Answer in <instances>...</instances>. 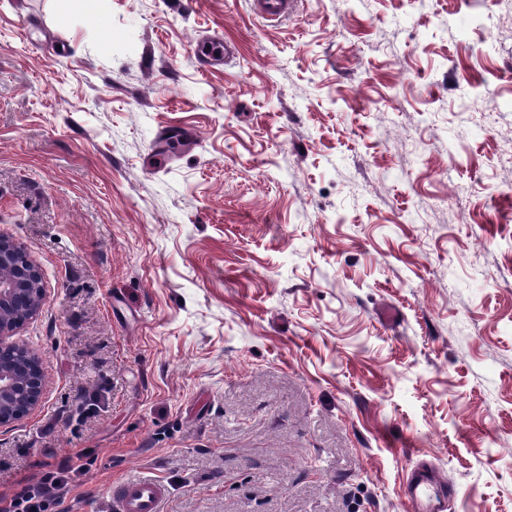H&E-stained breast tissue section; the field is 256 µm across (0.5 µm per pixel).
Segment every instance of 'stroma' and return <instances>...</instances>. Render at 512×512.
I'll return each mask as SVG.
<instances>
[{
  "label": "stroma",
  "mask_w": 512,
  "mask_h": 512,
  "mask_svg": "<svg viewBox=\"0 0 512 512\" xmlns=\"http://www.w3.org/2000/svg\"><path fill=\"white\" fill-rule=\"evenodd\" d=\"M510 141L503 0H0V236L46 288L0 495L87 448L58 512L139 474L402 512L426 459L512 512ZM294 1L290 0H258L259 15L266 20H280L288 16L293 9Z\"/></svg>",
  "instance_id": "obj_1"
}]
</instances>
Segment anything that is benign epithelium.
<instances>
[{"label": "benign epithelium", "mask_w": 512, "mask_h": 512, "mask_svg": "<svg viewBox=\"0 0 512 512\" xmlns=\"http://www.w3.org/2000/svg\"><path fill=\"white\" fill-rule=\"evenodd\" d=\"M45 288L40 268L21 245L0 236V428L8 427L42 401L41 361L27 346L10 340L40 311Z\"/></svg>", "instance_id": "7a95c632"}]
</instances>
